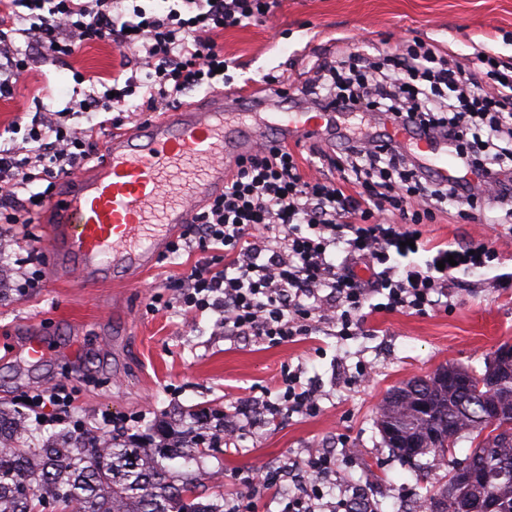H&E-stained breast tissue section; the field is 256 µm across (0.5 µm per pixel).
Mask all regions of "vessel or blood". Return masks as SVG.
Wrapping results in <instances>:
<instances>
[{"label":"vessel or blood","mask_w":512,"mask_h":512,"mask_svg":"<svg viewBox=\"0 0 512 512\" xmlns=\"http://www.w3.org/2000/svg\"><path fill=\"white\" fill-rule=\"evenodd\" d=\"M240 95H212L206 110L180 107L146 128L117 133L105 159L57 199L51 248L80 284L123 281L149 269L178 231L221 194L239 157L260 143L332 139V112H242ZM440 179L455 170L448 142L390 129Z\"/></svg>","instance_id":"b4317fda"}]
</instances>
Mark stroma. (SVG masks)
<instances>
[{
  "label": "stroma",
  "instance_id": "1",
  "mask_svg": "<svg viewBox=\"0 0 512 512\" xmlns=\"http://www.w3.org/2000/svg\"><path fill=\"white\" fill-rule=\"evenodd\" d=\"M231 77L227 91L251 90L268 111L265 77L278 76L297 87L304 83L315 55L334 52L336 41L349 39L354 49L376 54L405 40L438 44L456 58L489 51L501 67H512V0H279L262 22L229 28L213 35ZM124 61L115 45L100 42L71 58L69 68L35 58L33 71L12 99H0V141L21 142L16 122L30 124L41 106L55 105L63 91L73 90V72L111 83ZM50 95L34 103L33 91ZM499 212L487 208L463 216L448 205L433 223L422 225L425 249L413 263L431 260L432 246L458 248L501 236L512 228L498 223ZM54 216L32 214L27 224H0V404L19 409V397L79 372L72 417L96 429L102 419L136 414L140 431L155 445L172 437L206 431L200 409L235 411L245 401L278 391L286 371L299 373L305 384L319 387L320 409L313 415L290 412L274 424L244 417L243 436L227 448L210 449L203 460V502H210L213 473L224 475L225 503L240 493L236 472L256 467L293 465L295 474L278 494L256 499L255 512H281L282 498L294 496L304 482L306 460L329 451L336 470L322 484L324 500L353 502L355 512H405L416 499L447 482L454 460L465 458L469 442L437 459L427 481H418L410 466L395 458L377 426L386 393L413 377H425L454 363L483 369L498 346L512 342V244L501 246L484 267L452 272L441 303L424 314L382 311L369 316L365 334L338 335L335 326L300 341L271 346L252 339H226L220 313L206 311L189 320L180 307L149 312V293L171 298V287L185 272L184 258L157 261L133 284L106 281L84 288L54 277L50 248ZM32 235L37 254L17 245ZM46 274L38 287L19 294L15 284L28 263ZM40 338L48 345L38 359L28 344ZM367 366L371 374L359 380Z\"/></svg>",
  "mask_w": 512,
  "mask_h": 512
}]
</instances>
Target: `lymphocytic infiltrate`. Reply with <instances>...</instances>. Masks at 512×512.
Masks as SVG:
<instances>
[{"label":"lymphocytic infiltrate","instance_id":"1","mask_svg":"<svg viewBox=\"0 0 512 512\" xmlns=\"http://www.w3.org/2000/svg\"><path fill=\"white\" fill-rule=\"evenodd\" d=\"M124 0H0V99L12 98L30 69L32 52L63 64L97 42L130 52L145 79L131 76L115 93L90 89L58 109H44L21 146L0 148V223L21 224L49 201L57 182L81 162L96 158L106 122L70 128L66 117L79 112H120L140 95L136 109L154 112L179 105L184 94L219 85L224 51L213 32L258 22L271 0H174L158 14ZM26 13H19V6ZM299 94L320 112H354L375 119L369 135L344 137L332 157L310 148V157L335 168L338 179L309 176L300 153L288 147L260 148L241 160L223 195L168 244L171 254H194L189 271L174 284V300L185 312L221 313L225 337L248 336L271 345L297 342L319 324L339 325L344 336L363 334L375 311L425 312L432 293L447 287L449 272L438 264L494 257V247L470 251L437 247L425 265L409 262L423 248L415 228L433 222L448 202L474 206L491 199L501 223L512 224V73L484 86L495 74L492 54L464 63L416 41L382 60L339 50L336 59H317ZM447 139L461 175L435 180L415 155L384 139L386 126ZM398 213L400 223L385 216ZM343 249L341 261L332 253ZM405 265L392 264V256ZM372 268L370 281L357 266ZM382 294L386 303H372ZM284 391L266 401L268 415L312 413L318 394L286 373ZM72 391L57 385L31 395L27 405L37 424L63 422ZM311 481L305 495L289 498L282 512H321L320 483L332 471L322 453L305 463Z\"/></svg>","mask_w":512,"mask_h":512}]
</instances>
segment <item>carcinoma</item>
Here are the masks:
<instances>
[{"mask_svg":"<svg viewBox=\"0 0 512 512\" xmlns=\"http://www.w3.org/2000/svg\"><path fill=\"white\" fill-rule=\"evenodd\" d=\"M448 382L423 390L429 411L414 407L409 383L398 387L399 398L385 397L378 422L399 432L420 433L416 459L406 448L384 440L392 455L427 477L420 457L442 455L462 440L471 441L469 454L452 467L453 491L427 496L430 512H462L476 494H490L500 512H512V356L500 355L495 369L503 378L499 388L479 387L482 373L455 364L443 366ZM502 416L493 425L496 434L482 437L490 426L489 406ZM35 437L24 420L0 407V512H39L37 507L75 505L78 512H224V494L215 501H199L197 476L175 475L159 463L161 458L185 457L197 461V445L170 446L156 452L134 441L102 439L92 433L69 432L32 446Z\"/></svg>","mask_w":512,"mask_h":512,"instance_id":"1","label":"carcinoma"}]
</instances>
